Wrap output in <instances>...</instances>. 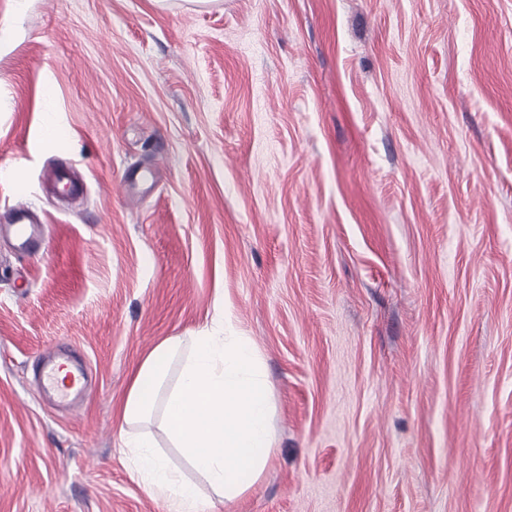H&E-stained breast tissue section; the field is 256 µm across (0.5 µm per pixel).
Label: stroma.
I'll return each mask as SVG.
<instances>
[{
	"instance_id": "stroma-1",
	"label": "stroma",
	"mask_w": 512,
	"mask_h": 512,
	"mask_svg": "<svg viewBox=\"0 0 512 512\" xmlns=\"http://www.w3.org/2000/svg\"><path fill=\"white\" fill-rule=\"evenodd\" d=\"M19 203L46 234L0 239V512H167L122 402L220 320L275 438L223 512H512V0H0ZM62 347L95 378L67 411L31 388Z\"/></svg>"
}]
</instances>
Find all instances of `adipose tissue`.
Masks as SVG:
<instances>
[{
	"label": "adipose tissue",
	"instance_id": "obj_1",
	"mask_svg": "<svg viewBox=\"0 0 512 512\" xmlns=\"http://www.w3.org/2000/svg\"><path fill=\"white\" fill-rule=\"evenodd\" d=\"M160 404L171 442L205 476L216 500L203 501L169 468L150 432H128V425L151 422ZM272 415L256 349L245 337L204 328L162 340L143 359L126 393L120 451L167 512H216L261 477L273 449Z\"/></svg>",
	"mask_w": 512,
	"mask_h": 512
}]
</instances>
